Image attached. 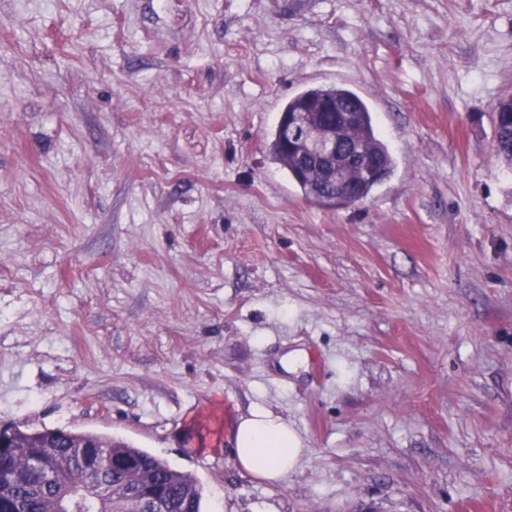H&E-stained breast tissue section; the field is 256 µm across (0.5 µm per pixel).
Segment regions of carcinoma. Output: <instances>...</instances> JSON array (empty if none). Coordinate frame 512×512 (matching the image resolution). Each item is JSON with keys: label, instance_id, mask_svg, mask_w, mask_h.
Returning a JSON list of instances; mask_svg holds the SVG:
<instances>
[{"label": "carcinoma", "instance_id": "1", "mask_svg": "<svg viewBox=\"0 0 512 512\" xmlns=\"http://www.w3.org/2000/svg\"><path fill=\"white\" fill-rule=\"evenodd\" d=\"M322 99L349 104L359 112V124L353 132V138L361 153L348 162V167L358 170L368 158L379 171L375 178L358 180L355 201L361 203L393 172V156L377 132L370 107L355 91L344 85L304 89L290 97L282 111L297 112L305 101ZM498 107V129L494 130L495 151L499 158L512 167V96L500 99ZM279 139L280 129L276 127L270 143L272 162L286 170L288 178L303 195L310 194L312 189L303 177V170L315 167V162L307 157H283L278 147ZM7 431L9 434L0 435L11 444L0 454V512H52L51 501L65 495L70 496L71 512H104L105 504L82 493L88 483V476L80 464L78 445L88 442L103 447L109 456L132 457L153 471L156 484L172 504L169 512H201L202 492L195 479L128 442L76 429H30L23 425H13L7 427ZM48 442L53 443L59 452L58 462L51 475L37 472L31 466L32 458Z\"/></svg>", "mask_w": 512, "mask_h": 512}]
</instances>
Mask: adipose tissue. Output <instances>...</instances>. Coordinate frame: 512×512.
Instances as JSON below:
<instances>
[{
  "mask_svg": "<svg viewBox=\"0 0 512 512\" xmlns=\"http://www.w3.org/2000/svg\"><path fill=\"white\" fill-rule=\"evenodd\" d=\"M230 442L237 467L272 484L295 471L303 457L297 432L282 417L266 410L239 416Z\"/></svg>",
  "mask_w": 512,
  "mask_h": 512,
  "instance_id": "adipose-tissue-1",
  "label": "adipose tissue"
}]
</instances>
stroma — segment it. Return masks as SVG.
<instances>
[{
  "mask_svg": "<svg viewBox=\"0 0 512 512\" xmlns=\"http://www.w3.org/2000/svg\"><path fill=\"white\" fill-rule=\"evenodd\" d=\"M394 171L307 200L283 103ZM512 0H0V426L123 439L202 512H512ZM301 435L279 484L228 437ZM336 100L352 105L359 113V124L353 132L355 144L362 150L354 159L348 161V167L359 170L365 158L373 161L379 171L376 178H360L355 187L354 201L361 203L366 200L373 189L387 179L393 172L394 159L388 145L382 140L373 118V113L367 103L353 90L344 85L315 86L304 89L290 97L280 112H297L307 100ZM329 111L321 113L325 124H332L329 128L313 126L304 117L295 113L293 116L282 113L278 117L283 134L280 138V129L276 126L272 132L270 155L273 163L286 170L288 178L306 196L312 192L310 184L303 177L304 169L315 168V162L307 157L286 159L281 154L278 142L284 150L294 149L301 155L311 156L318 163V169L326 182H335L336 187L345 184L348 172L340 164L341 159L352 153L354 144L341 138V126H353L357 120V112L352 107H342L336 110L328 106ZM356 148V152L360 149ZM498 129H494L495 151L499 158L512 167V96L499 100ZM238 468L271 484H279L302 460V441L282 417L266 410L241 415L231 430Z\"/></svg>",
  "mask_w": 512,
  "mask_h": 512,
  "instance_id": "1",
  "label": "stroma"
}]
</instances>
